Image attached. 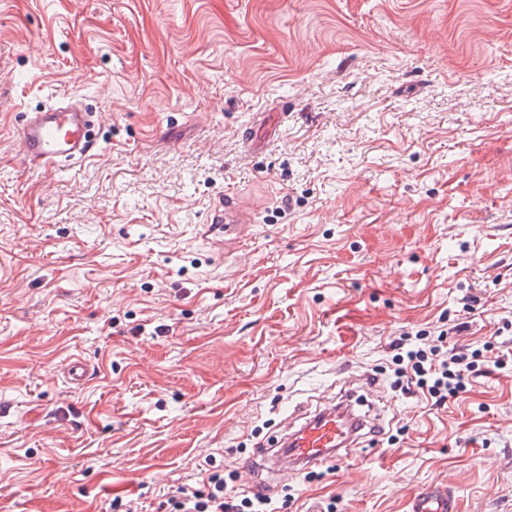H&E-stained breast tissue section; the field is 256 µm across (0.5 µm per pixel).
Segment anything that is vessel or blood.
Returning <instances> with one entry per match:
<instances>
[{"label": "vessel or blood", "mask_w": 512, "mask_h": 512, "mask_svg": "<svg viewBox=\"0 0 512 512\" xmlns=\"http://www.w3.org/2000/svg\"><path fill=\"white\" fill-rule=\"evenodd\" d=\"M93 113L84 110L75 97H60L38 112L26 115L19 132V155L32 169H71L95 156L100 146L92 133ZM249 213L240 209L232 196H225L212 211L205 234L213 245H221L225 227L250 223ZM372 439L381 436L378 423L363 417L344 418L337 408L316 414L286 448L290 456L307 465L329 462L330 455L346 447L360 432ZM412 512H456V503L447 489L424 488L412 500Z\"/></svg>", "instance_id": "obj_1"}]
</instances>
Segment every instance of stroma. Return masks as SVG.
Wrapping results in <instances>:
<instances>
[{
    "instance_id": "35a3bbf8",
    "label": "stroma",
    "mask_w": 512,
    "mask_h": 512,
    "mask_svg": "<svg viewBox=\"0 0 512 512\" xmlns=\"http://www.w3.org/2000/svg\"><path fill=\"white\" fill-rule=\"evenodd\" d=\"M72 94L99 153L25 168ZM440 328L512 337V0H0V512H167L214 467L282 512H512V358L441 409L391 386ZM345 387L386 440L267 472ZM252 220L249 213L240 209L239 205L230 195H224V200H220L218 205L212 211L209 218V224H205V234L213 245L220 246L223 242L224 224L226 230L233 224H248ZM456 503L447 488L429 486L412 500V512H455Z\"/></svg>"
}]
</instances>
